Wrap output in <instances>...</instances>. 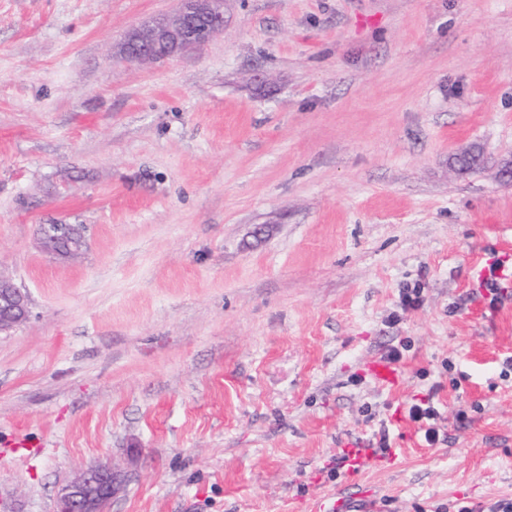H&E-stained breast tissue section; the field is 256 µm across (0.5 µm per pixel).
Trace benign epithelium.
<instances>
[{
	"label": "benign epithelium",
	"instance_id": "7a95c632",
	"mask_svg": "<svg viewBox=\"0 0 512 512\" xmlns=\"http://www.w3.org/2000/svg\"><path fill=\"white\" fill-rule=\"evenodd\" d=\"M224 29V0H180L171 15L143 23L131 30L127 43L138 47L130 58L137 63L152 60L151 46L168 44L174 50L209 40ZM40 244L57 255L74 256L84 245V233L72 224H49L43 228ZM25 291L0 277V330L21 323L28 314ZM123 483V475L112 463L91 466L71 479L61 490L58 512H103Z\"/></svg>",
	"mask_w": 512,
	"mask_h": 512
}]
</instances>
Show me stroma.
Segmentation results:
<instances>
[{"label":"stroma","instance_id":"stroma-1","mask_svg":"<svg viewBox=\"0 0 512 512\" xmlns=\"http://www.w3.org/2000/svg\"><path fill=\"white\" fill-rule=\"evenodd\" d=\"M178 6L0 0V273L31 299L0 333V512L99 461L127 473L105 512L512 497V293L478 286L512 268V0H227L199 48L119 59ZM384 429L395 460L337 473ZM40 244L54 254L74 256L84 245V233L72 224H48L43 228ZM374 380L385 388H395L401 379L400 372L385 361H374L371 365ZM408 417L418 424V432L428 446H434L440 441V412L433 403V395L424 399H414L407 409ZM336 467L353 478L373 468L374 463L362 448H340L336 453Z\"/></svg>","mask_w":512,"mask_h":512}]
</instances>
